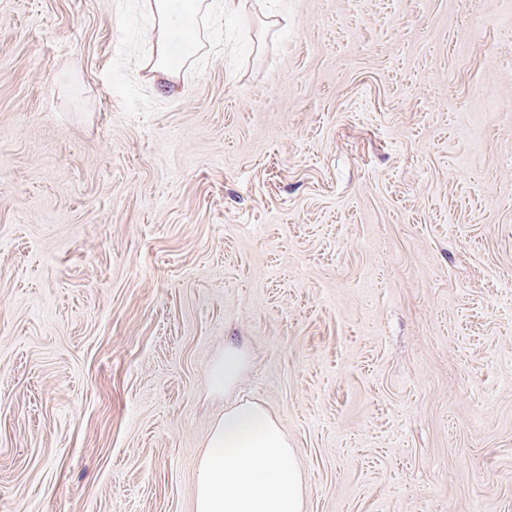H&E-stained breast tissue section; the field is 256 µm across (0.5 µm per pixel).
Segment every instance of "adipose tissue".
Returning a JSON list of instances; mask_svg holds the SVG:
<instances>
[{
	"label": "adipose tissue",
	"instance_id": "1",
	"mask_svg": "<svg viewBox=\"0 0 512 512\" xmlns=\"http://www.w3.org/2000/svg\"><path fill=\"white\" fill-rule=\"evenodd\" d=\"M156 32L153 73L175 75L176 47L196 41L195 20L213 0H142ZM297 455L261 406L227 409L212 428L197 466L195 512H302Z\"/></svg>",
	"mask_w": 512,
	"mask_h": 512
}]
</instances>
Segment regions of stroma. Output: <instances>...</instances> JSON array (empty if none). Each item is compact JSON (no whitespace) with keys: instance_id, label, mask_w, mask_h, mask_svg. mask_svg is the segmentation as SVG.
<instances>
[{"instance_id":"obj_1","label":"stroma","mask_w":512,"mask_h":512,"mask_svg":"<svg viewBox=\"0 0 512 512\" xmlns=\"http://www.w3.org/2000/svg\"><path fill=\"white\" fill-rule=\"evenodd\" d=\"M152 36L0 0V512H194L244 401L303 512H512V0H249L174 94ZM244 362L242 349L233 344L224 347V357L211 370L209 377L210 389L221 392L234 385L240 377Z\"/></svg>"}]
</instances>
